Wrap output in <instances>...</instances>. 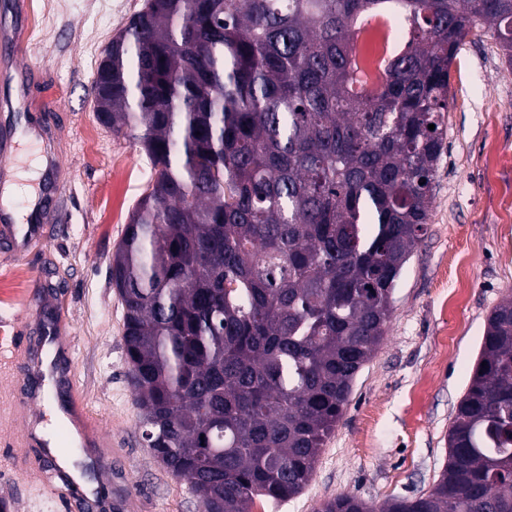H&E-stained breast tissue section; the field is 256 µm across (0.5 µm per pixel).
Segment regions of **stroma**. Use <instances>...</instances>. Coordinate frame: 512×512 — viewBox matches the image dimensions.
<instances>
[{
    "mask_svg": "<svg viewBox=\"0 0 512 512\" xmlns=\"http://www.w3.org/2000/svg\"><path fill=\"white\" fill-rule=\"evenodd\" d=\"M22 62L42 76L38 97L55 112L33 121L60 127L55 148L66 183L46 242L27 255L0 253V502L6 512H76L40 496L9 466L24 427L8 418L24 376L14 347L28 302L63 306L79 395L119 454L94 478L124 489L140 512H203L187 482L155 460L137 426L122 339L125 309L110 263L129 216L155 178L133 138L96 119L91 87L102 51L144 0H43ZM443 154L434 175L427 231L397 283L382 342L359 372L348 408L326 440L304 491L251 512H316L354 495L380 506L428 491L447 456L448 428L466 391L490 310L512 292V66L483 24L450 68Z\"/></svg>",
    "mask_w": 512,
    "mask_h": 512,
    "instance_id": "obj_1",
    "label": "stroma"
}]
</instances>
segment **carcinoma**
<instances>
[{
  "mask_svg": "<svg viewBox=\"0 0 512 512\" xmlns=\"http://www.w3.org/2000/svg\"><path fill=\"white\" fill-rule=\"evenodd\" d=\"M375 2L145 0L103 50L97 119L155 170L112 255L138 427L203 512L308 486L426 231L475 21L512 64V0H393L412 38L361 94L351 26ZM317 512L373 510L344 494ZM381 512H512V295L432 489Z\"/></svg>",
  "mask_w": 512,
  "mask_h": 512,
  "instance_id": "cac0c4a2",
  "label": "carcinoma"
}]
</instances>
